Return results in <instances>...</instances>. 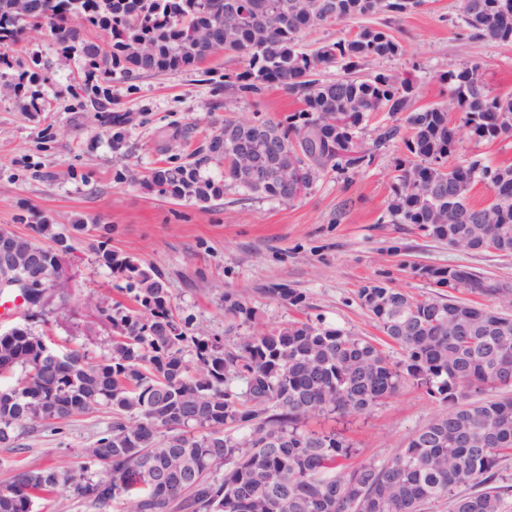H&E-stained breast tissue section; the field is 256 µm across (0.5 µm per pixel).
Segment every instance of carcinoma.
<instances>
[{
    "label": "carcinoma",
    "mask_w": 512,
    "mask_h": 512,
    "mask_svg": "<svg viewBox=\"0 0 512 512\" xmlns=\"http://www.w3.org/2000/svg\"><path fill=\"white\" fill-rule=\"evenodd\" d=\"M16 0H0V49L25 29L49 31L62 51L84 58V90L90 78L120 70L163 74L198 64L217 52L242 58L246 69L229 83L242 97L270 86L299 98L303 108L283 121L264 120L280 148L283 169L298 164L313 183L327 171L358 169L372 160L359 139L371 112L402 116L379 140L401 137L407 160L396 176L387 210L395 224H414L439 241L472 235V251L512 256V165L463 159L448 106L417 108L413 84L378 64L402 54L388 30L370 24L379 15L416 12L425 0H247L248 19L226 12L227 0H35L22 14ZM473 35L488 43H512V0H458ZM358 23L334 42L305 49L301 37L331 23ZM95 27L108 41L93 43ZM342 62L365 76L333 81L318 71ZM450 97L461 122L478 140L512 134V94L492 95L476 67L448 74ZM346 123L333 124L336 114ZM245 123L228 114L212 135L205 160L224 163V175L245 193L288 204L294 201L275 178L257 179L242 169L227 133ZM490 190L485 205L471 202L475 183ZM148 187L206 203L219 188L202 179L197 165L160 167ZM460 208L467 224L448 223ZM33 234L13 231L19 252L36 251L52 269L70 249L69 236L45 219ZM98 253L125 280L136 307L96 306L112 321V345L96 360L79 348H61L27 326L0 333V377L20 368L16 384L0 383V445L47 420H64L101 407L112 425L85 454L95 467L87 476L66 468L24 469L0 486V512H35L38 495L70 489L99 509L116 502L126 512H422L448 500L450 512H508L505 486H495L499 465L512 451V398L482 397L488 387L512 386V314L500 313L501 336L448 335L456 319L481 318L488 306L442 297L418 298L384 281L358 289L361 306L401 349L393 360L382 345L327 325L292 322L243 336L235 343L197 336L177 319L160 275L101 241ZM435 285L449 282L498 306L509 302L512 282L465 265L427 267ZM69 302L68 279L56 277L29 289L26 301ZM229 329L253 321L242 295L224 296ZM426 387L445 409L420 429L387 464L369 461L345 475L336 462L356 449L334 431L305 428L309 417L367 414L405 385ZM478 480L484 488L461 495Z\"/></svg>",
    "instance_id": "cac0c4a2"
}]
</instances>
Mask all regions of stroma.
Segmentation results:
<instances>
[{
	"label": "stroma",
	"mask_w": 512,
	"mask_h": 512,
	"mask_svg": "<svg viewBox=\"0 0 512 512\" xmlns=\"http://www.w3.org/2000/svg\"><path fill=\"white\" fill-rule=\"evenodd\" d=\"M382 22L403 45L402 54L382 66L413 79L416 105L447 101L448 72L465 66L478 68L491 93L512 92V45L469 37L456 0H428L421 10ZM244 68L242 59L217 53L159 75L116 73L99 80L97 94L79 96L74 87L85 78L83 58L63 53L47 33H26L8 49L0 63V228L26 234L46 219L66 226L80 217L97 224L69 240L67 309L24 310L14 322L93 358L108 354L112 326L95 306L125 308L133 301L99 258L103 240L158 272L176 314L209 336L228 327V292L245 296L257 311L256 321L243 328L247 334L319 317L377 339L381 333L357 299L369 280L387 278L394 287L433 297L438 288L412 266L464 264L512 282V256L453 249L414 225L391 223L387 203L407 154L398 140L374 147L379 126L388 121L382 112L370 115L360 132L374 148L371 164L326 173L289 204L244 193L215 161L198 167L221 188L205 204L142 185L152 169L188 161L226 111L278 121L302 109L276 86L255 98L228 97L225 78ZM32 70L38 79L29 95L2 92V85ZM116 115L121 124H113ZM458 148L464 159L512 165V137L479 141L462 127ZM287 290L302 295L303 303L291 305L283 297ZM441 410L440 401L411 383L372 412L347 417L337 428L357 453L339 461L338 471L391 460ZM111 423V414L99 411L26 431L17 447L0 446V485L11 481L16 465L85 472L86 448Z\"/></svg>",
	"instance_id": "35a3bbf8"
}]
</instances>
